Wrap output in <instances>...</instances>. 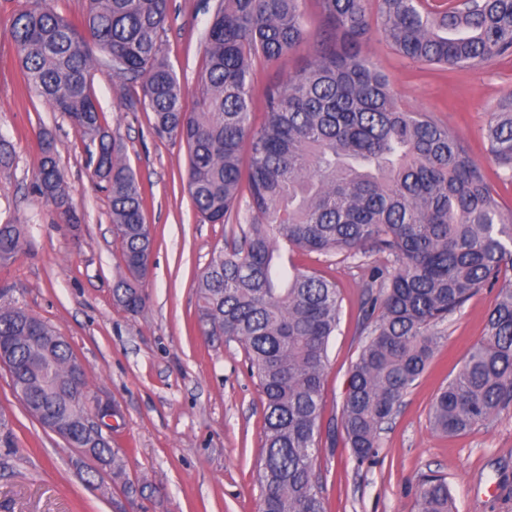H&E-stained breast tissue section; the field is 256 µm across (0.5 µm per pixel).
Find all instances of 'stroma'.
I'll return each mask as SVG.
<instances>
[{
  "label": "stroma",
  "instance_id": "obj_1",
  "mask_svg": "<svg viewBox=\"0 0 512 512\" xmlns=\"http://www.w3.org/2000/svg\"><path fill=\"white\" fill-rule=\"evenodd\" d=\"M30 2L0 0V139L14 147L12 168L0 172V224L29 229L23 251L0 269V303L21 306L68 340L91 395L112 405V445L126 458L122 478L88 474L76 449L27 414L0 367V512H259L253 473L262 455L263 397L242 345L205 335L197 314V279L215 252L230 248L238 223L201 220L187 191L184 145L155 131L139 84L120 85L105 65H96L92 92L103 125L124 144L155 239L141 310L132 314L113 301L121 249L88 142L27 90L9 35L15 13ZM217 4L171 0L162 48L191 95ZM303 10L306 42L277 64L253 66L255 118L265 111L266 88L306 66L319 48L326 25L318 0H305ZM358 51L386 76L401 107L448 126L503 209H512V182L501 178L484 138L498 101L512 95V55L469 68L425 65L378 35ZM42 131L54 139L79 227L63 224L33 191ZM294 259L335 280L339 291L320 420L327 512H415L430 475L446 478L456 512H512V406L458 436L438 435L428 422L436 393L481 339L497 288L479 290L449 316L438 350L383 430L376 456L360 464L342 436L341 413L351 367L368 339L362 283L375 259L319 253ZM493 482L501 488L494 500L487 493ZM128 483L137 493L125 492Z\"/></svg>",
  "mask_w": 512,
  "mask_h": 512
}]
</instances>
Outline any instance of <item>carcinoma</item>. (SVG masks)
Instances as JSON below:
<instances>
[{
	"instance_id": "1",
	"label": "carcinoma",
	"mask_w": 512,
	"mask_h": 512,
	"mask_svg": "<svg viewBox=\"0 0 512 512\" xmlns=\"http://www.w3.org/2000/svg\"><path fill=\"white\" fill-rule=\"evenodd\" d=\"M304 0H219L204 47L192 108L162 54L170 0H85L67 18L35 0L13 18L10 36L25 86L64 113L96 144L95 175L105 183L123 257L113 299L136 313L154 241L123 144L102 125L91 71L103 48L116 77L141 81L154 127L185 144L187 188L200 216L245 220L240 240L211 258L197 288L198 320L209 336L244 348L265 399L262 457L255 482L260 512H327L317 467L319 423L330 337L338 322L336 282L288 260V252L382 254L365 283L369 339L352 365L341 424L358 463L371 459L380 432L423 375L438 330L478 290L501 284L486 333L437 393L431 430L466 432L512 404V211L504 212L448 126L400 107L383 75L356 52L381 34L417 62L470 67L512 53V0H321L334 37L313 61L269 87L265 120H251L250 76L256 61L294 52L308 31ZM488 152L512 181V96L501 100L485 131ZM248 161H243V153ZM35 188L68 205L53 141L41 140ZM27 225L0 224V267L26 243ZM22 307L0 304V346L12 387L26 411L71 424L68 446L86 448L101 469L124 474V453L92 434L83 377L67 371L71 347ZM415 512H453L448 483L429 477Z\"/></svg>"
}]
</instances>
